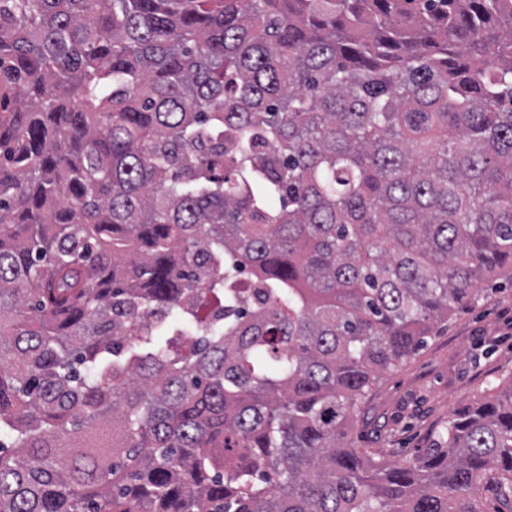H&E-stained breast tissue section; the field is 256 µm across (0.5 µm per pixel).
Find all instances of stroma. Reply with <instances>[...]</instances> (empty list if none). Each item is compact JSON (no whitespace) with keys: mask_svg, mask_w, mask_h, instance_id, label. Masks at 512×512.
I'll return each instance as SVG.
<instances>
[{"mask_svg":"<svg viewBox=\"0 0 512 512\" xmlns=\"http://www.w3.org/2000/svg\"><path fill=\"white\" fill-rule=\"evenodd\" d=\"M512 371V283L496 280L475 307L374 385L355 423V447L405 461L430 448L449 414Z\"/></svg>","mask_w":512,"mask_h":512,"instance_id":"1","label":"stroma"}]
</instances>
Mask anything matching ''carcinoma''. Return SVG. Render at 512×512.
Segmentation results:
<instances>
[{
    "instance_id": "obj_1",
    "label": "carcinoma",
    "mask_w": 512,
    "mask_h": 512,
    "mask_svg": "<svg viewBox=\"0 0 512 512\" xmlns=\"http://www.w3.org/2000/svg\"><path fill=\"white\" fill-rule=\"evenodd\" d=\"M512 278V0H0V512H484L512 372L354 418Z\"/></svg>"
}]
</instances>
